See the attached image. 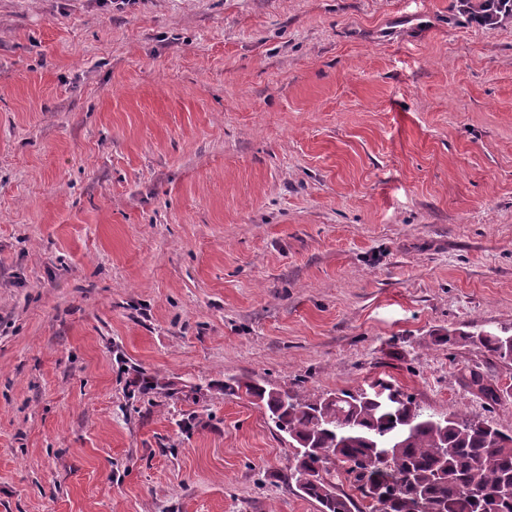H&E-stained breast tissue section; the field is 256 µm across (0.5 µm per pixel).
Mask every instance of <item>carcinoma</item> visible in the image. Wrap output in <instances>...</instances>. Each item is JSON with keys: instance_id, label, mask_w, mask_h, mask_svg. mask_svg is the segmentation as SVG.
<instances>
[{"instance_id": "cac0c4a2", "label": "carcinoma", "mask_w": 512, "mask_h": 512, "mask_svg": "<svg viewBox=\"0 0 512 512\" xmlns=\"http://www.w3.org/2000/svg\"><path fill=\"white\" fill-rule=\"evenodd\" d=\"M508 339L450 331L437 342L473 345L512 361ZM466 386L489 405L512 396L511 387L480 370L469 372ZM241 389L288 437L294 447L288 480L319 512H374L368 499L376 496L386 498L387 512H512V497L501 493L512 478V431L458 410L430 413L385 385L312 400L236 377L224 381L228 393Z\"/></svg>"}]
</instances>
